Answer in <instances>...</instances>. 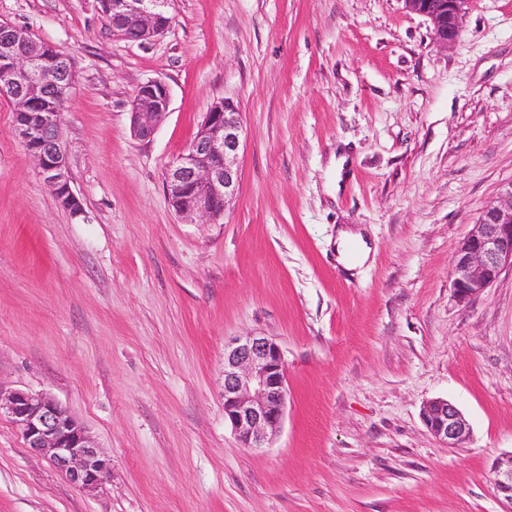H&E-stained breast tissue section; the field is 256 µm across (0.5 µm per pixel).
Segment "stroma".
<instances>
[{"mask_svg": "<svg viewBox=\"0 0 512 512\" xmlns=\"http://www.w3.org/2000/svg\"><path fill=\"white\" fill-rule=\"evenodd\" d=\"M167 32L113 36L99 0H0V22L65 51L73 190L59 207L0 98V383L46 393L111 460L65 480L0 418V512H506L512 269L458 299L451 256L512 182V0H469L448 48L404 0H171ZM165 81L151 140L137 88ZM242 112L238 193L193 223L165 171L213 102ZM349 168L330 193L333 154ZM372 253L336 260L339 226ZM283 353L268 447L224 420V342ZM471 428L451 448L426 402ZM170 95L161 80H151L138 87L131 100V128L135 137L150 140L159 122L168 113ZM427 429L448 447L461 448L470 438V427L463 414L448 400L436 399L423 409ZM494 483L497 492L501 494L512 510V451L499 456L494 463Z\"/></svg>", "mask_w": 512, "mask_h": 512, "instance_id": "1", "label": "stroma"}]
</instances>
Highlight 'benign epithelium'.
Instances as JSON below:
<instances>
[{
	"label": "benign epithelium",
	"instance_id": "obj_1",
	"mask_svg": "<svg viewBox=\"0 0 512 512\" xmlns=\"http://www.w3.org/2000/svg\"><path fill=\"white\" fill-rule=\"evenodd\" d=\"M170 0H112V18L120 30L112 35L146 42L169 28ZM467 0H405L434 26L438 44L452 45ZM26 39L21 29L0 23V97L14 103V130L51 188L58 205L72 216L83 205L71 187L66 146L60 135L63 109L73 92V74L63 62L43 80V56L18 49ZM170 95L161 80L138 87L131 100L135 137L149 140L168 113ZM242 117L229 100L214 103L185 151L165 173L168 203L175 213L200 223L224 215L226 203L239 189L237 158L242 143ZM453 287L463 300L490 288L505 267H512V182L486 203L470 233L455 248ZM288 399L285 363L279 345L267 336L249 334L224 345V420L246 448L268 447L279 431ZM11 420L26 447L45 456L71 484L86 490L102 485L111 470L85 426L67 408L47 395L32 394L0 384V415ZM427 429L450 448L463 447L470 427L463 414L444 399L423 409ZM497 492L512 507V452L494 463Z\"/></svg>",
	"mask_w": 512,
	"mask_h": 512
}]
</instances>
